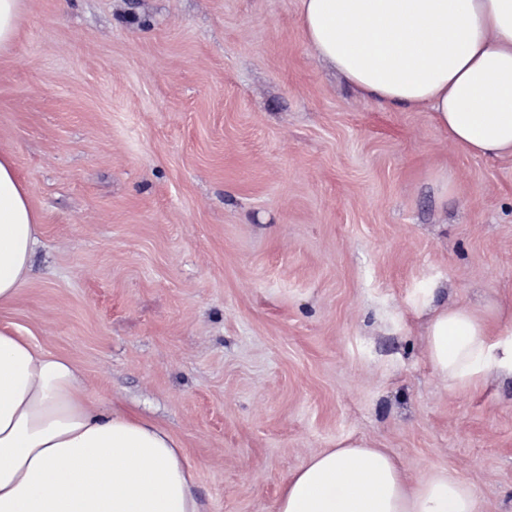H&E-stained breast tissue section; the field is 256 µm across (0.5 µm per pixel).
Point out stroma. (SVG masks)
Here are the masks:
<instances>
[{"mask_svg": "<svg viewBox=\"0 0 512 512\" xmlns=\"http://www.w3.org/2000/svg\"><path fill=\"white\" fill-rule=\"evenodd\" d=\"M0 150L42 241L0 324L178 438L204 512L360 439L512 512V377L425 351L430 307L512 305V159L357 98L298 0H23Z\"/></svg>", "mask_w": 512, "mask_h": 512, "instance_id": "stroma-1", "label": "stroma"}]
</instances>
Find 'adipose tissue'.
Returning <instances> with one entry per match:
<instances>
[{"mask_svg": "<svg viewBox=\"0 0 512 512\" xmlns=\"http://www.w3.org/2000/svg\"><path fill=\"white\" fill-rule=\"evenodd\" d=\"M313 53L359 98L431 112L471 156L512 157V0H299ZM39 217L0 152V307L40 244ZM499 331H492V322ZM427 358L449 390L512 375V308L434 309ZM181 442L141 415L99 405L67 357L0 325V512H202ZM276 512H478L442 471L409 488L398 461L357 441L310 456Z\"/></svg>", "mask_w": 512, "mask_h": 512, "instance_id": "obj_1", "label": "adipose tissue"}]
</instances>
